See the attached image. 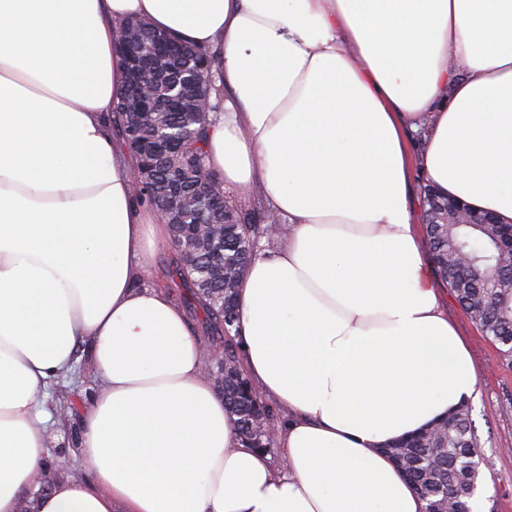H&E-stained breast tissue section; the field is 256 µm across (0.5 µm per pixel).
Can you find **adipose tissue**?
<instances>
[{"instance_id": "1", "label": "adipose tissue", "mask_w": 512, "mask_h": 512, "mask_svg": "<svg viewBox=\"0 0 512 512\" xmlns=\"http://www.w3.org/2000/svg\"><path fill=\"white\" fill-rule=\"evenodd\" d=\"M132 17L219 56L210 167L288 223L236 292L284 468L144 282L168 226L108 120ZM417 168L512 223V0H0V512H424L383 447L473 398L477 369L425 278ZM82 345L92 477L51 478L39 397Z\"/></svg>"}]
</instances>
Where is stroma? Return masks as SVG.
Segmentation results:
<instances>
[{
	"label": "stroma",
	"mask_w": 512,
	"mask_h": 512,
	"mask_svg": "<svg viewBox=\"0 0 512 512\" xmlns=\"http://www.w3.org/2000/svg\"><path fill=\"white\" fill-rule=\"evenodd\" d=\"M442 297L449 319L468 340L479 369L477 394L469 405L472 424L489 465L480 472L476 495L482 500L484 512H512V363L505 361L483 337L479 326L450 291H443ZM96 387L88 352L81 347L73 371L51 380L44 389L42 407L58 435L49 449L47 466H54L59 456L66 455L72 460L71 475L88 477L89 470L81 459L79 433L82 409Z\"/></svg>",
	"instance_id": "1"
}]
</instances>
